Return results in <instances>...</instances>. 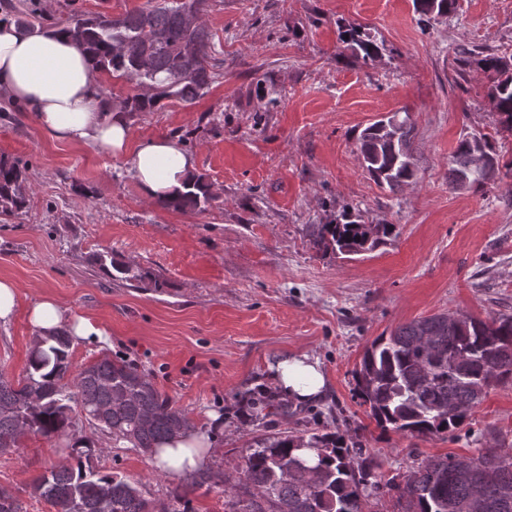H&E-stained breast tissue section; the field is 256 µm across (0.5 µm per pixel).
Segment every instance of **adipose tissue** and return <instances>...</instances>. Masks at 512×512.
<instances>
[{
    "instance_id": "1",
    "label": "adipose tissue",
    "mask_w": 512,
    "mask_h": 512,
    "mask_svg": "<svg viewBox=\"0 0 512 512\" xmlns=\"http://www.w3.org/2000/svg\"><path fill=\"white\" fill-rule=\"evenodd\" d=\"M0 95L34 112L40 128L56 140L91 144L120 158L150 200L177 195L196 166L194 155L171 138L132 144L121 104L104 101L98 73L77 42L62 28L42 31L0 23ZM29 319L40 334L67 328L70 335L98 341L102 333L85 319L66 321L50 296L35 300ZM269 382L283 397L313 402L324 395L318 360L297 353L269 367ZM203 435L190 430L155 455L156 465L178 476L205 463Z\"/></svg>"
}]
</instances>
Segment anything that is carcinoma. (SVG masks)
<instances>
[{"label":"carcinoma","instance_id":"obj_1","mask_svg":"<svg viewBox=\"0 0 512 512\" xmlns=\"http://www.w3.org/2000/svg\"><path fill=\"white\" fill-rule=\"evenodd\" d=\"M456 0H414L426 21L455 9ZM208 0H157L117 18H76L67 31L90 55L99 72L135 83L141 92L125 102L127 112H155L166 100L190 105L216 78L218 63L203 16ZM338 40L367 64L383 45L362 37L357 28L339 30ZM457 67L477 64L494 75L491 108L500 124L512 130V56L489 48H463ZM409 113L379 119L358 136L362 167L378 185L395 190L413 179L416 158ZM449 185L483 184L499 172L500 155L483 137L463 136L453 154ZM23 168L0 158V215L25 207ZM202 179L160 200L164 208L200 210L210 202ZM393 224H367L345 213L341 224H314L311 237L328 252L361 255L386 243ZM106 272L125 282H143L139 268L97 256ZM73 337L67 330L36 340L25 375L12 382L0 374V448H17L30 432L67 441V457L34 477L29 493L44 499L54 512H176L152 504L139 488L117 473L88 465L96 451L81 435L78 416L146 455L193 428L188 415L171 405L148 375L125 360L104 356L71 374ZM359 405L383 430L429 436L459 429L488 389L512 381V314L486 319L434 314L401 324L376 337L354 369ZM255 420L268 428L271 418L288 406L264 392L253 397ZM374 457L363 453L354 437L338 429L296 434H263L243 457L241 476L222 479L230 512H366L372 495L390 496L400 512H512V448H486L467 457H430L403 474L378 472ZM218 475L200 468L185 478L183 490L208 486ZM253 491L242 499L240 489Z\"/></svg>","mask_w":512,"mask_h":512}]
</instances>
